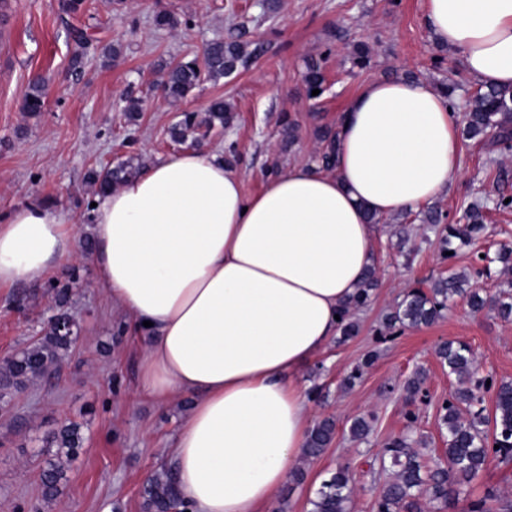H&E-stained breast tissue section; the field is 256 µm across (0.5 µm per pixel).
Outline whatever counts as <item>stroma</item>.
Instances as JSON below:
<instances>
[{
  "label": "stroma",
  "mask_w": 512,
  "mask_h": 512,
  "mask_svg": "<svg viewBox=\"0 0 512 512\" xmlns=\"http://www.w3.org/2000/svg\"><path fill=\"white\" fill-rule=\"evenodd\" d=\"M0 14V215L39 200L57 202L83 232L92 190L89 170L113 156L136 155L147 165L178 152L168 130L179 110L202 109L214 96L235 109L230 129L211 134V147L235 149L246 194L258 192L267 174L309 165L318 146L319 127L337 126L349 100L365 82L406 73L437 84L461 81L460 101L471 87L454 51L439 46L425 21L424 0H279L272 13L261 0H86L80 18L93 38V50L81 71L70 68L73 43L58 19V0H7ZM175 16L176 28L160 29L157 13ZM270 43L269 52L230 78L209 82L183 106L171 105L153 89L160 63L201 54L205 44L223 38L238 25ZM371 48L367 68L354 67L352 46ZM116 45L123 55L104 64L100 51ZM324 59L326 90L307 96L304 74L313 59ZM47 80L44 112L20 110L33 74ZM148 97L140 119L127 123L119 99L127 86ZM298 125L291 145L282 142L280 120ZM499 162L501 180L487 177L489 161ZM512 195V157L502 158L490 140L462 143L461 173L437 205L449 221L463 216L475 201ZM406 240H399V226ZM471 248L442 260L436 238L419 221L390 216L378 224L375 266L379 286L355 318L359 334L332 338L326 350L302 370L312 395V418H333L336 434L324 451L300 463L302 478H288L277 498V512H310L321 482L336 466L348 465L354 493L350 512H376L379 490L388 473L375 460L384 443L412 432L426 465L440 456L446 433L440 427V403L457 385L435 354L445 341L471 346L478 374L512 382V320L472 314L465 299L449 300L442 318L430 326L407 328L379 340L383 317L413 288L428 287L448 271L469 268ZM77 277L68 305L80 338L62 367L48 380L14 392L0 412V512H144L148 478L169 469V446L191 398L166 405L139 393L142 339L127 329L100 288L89 257L64 258L51 272L54 280ZM55 301L45 284L0 286V363L42 336ZM374 364L349 389L340 383L367 354ZM425 370L423 397L406 405L402 386L415 370ZM372 418L367 441H352L355 417ZM77 423L83 444L67 467L68 481L51 502L42 496L41 475L56 447L62 425ZM496 489L512 494V464L490 461L448 512H466L470 500Z\"/></svg>",
  "instance_id": "obj_1"
}]
</instances>
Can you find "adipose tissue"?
I'll use <instances>...</instances> for the list:
<instances>
[{"label": "adipose tissue", "mask_w": 512, "mask_h": 512, "mask_svg": "<svg viewBox=\"0 0 512 512\" xmlns=\"http://www.w3.org/2000/svg\"><path fill=\"white\" fill-rule=\"evenodd\" d=\"M437 43L475 83L512 86V0H426ZM462 115L424 79L363 84L337 125V167L294 166L246 195L223 152L189 147L96 196L89 257L145 336L141 389L192 404L172 441L194 512H269L311 428L301 369L374 263L375 227L440 198L460 172ZM48 201L0 221V285L43 281L79 253Z\"/></svg>", "instance_id": "adipose-tissue-1"}]
</instances>
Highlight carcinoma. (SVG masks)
I'll use <instances>...</instances> for the list:
<instances>
[{"instance_id": "carcinoma-1", "label": "carcinoma", "mask_w": 512, "mask_h": 512, "mask_svg": "<svg viewBox=\"0 0 512 512\" xmlns=\"http://www.w3.org/2000/svg\"><path fill=\"white\" fill-rule=\"evenodd\" d=\"M84 0H59V14L63 23L69 25L74 43L72 66L79 68L87 56L92 43L80 28L70 25V19L82 13ZM269 45L249 35L243 26L223 40L207 45L202 57L182 59L160 66L158 86L172 103L187 100L200 87L210 81L228 77L265 56ZM307 93L324 90L326 75L322 62L312 61L305 76ZM123 112L127 121L136 122L144 110L145 100L132 89L122 95ZM46 105V83L40 76L33 77L27 85L21 100V111L37 115ZM234 112L233 105L222 97L210 99L201 111H186L182 118L170 128V137L177 143L197 144L204 136L217 128L230 126ZM465 133L469 138L491 135L493 144L500 151L512 150V89L500 87H479L469 98V110L464 115ZM320 145L316 162L325 170L335 167V142L337 129L325 126L319 130ZM141 165L130 157L89 172L88 178L95 194L116 188L138 174ZM466 224H447L448 215L432 206L423 214V221L441 226L438 243L443 260L454 258L456 245H467L483 229L482 207L472 205L467 209ZM498 262L503 268L512 269V249L506 246L494 257L473 252L471 268L467 272H451L446 277L434 280L428 289L421 288L408 292L395 311L385 318L380 334L393 335L396 329L416 328L430 325L442 317L448 308L449 298L466 295L475 312L485 309L495 312L503 319L512 317V283L496 296H483L477 290H470V282L480 278L486 268L485 262ZM377 270L369 268L359 285L358 293L347 302L340 323L342 340L358 335L359 326L353 313L364 307L377 286ZM55 295L57 315L65 317V306L69 300L70 286L57 281L49 283ZM72 340L59 333V329L48 323L44 334L35 343L21 350L0 367V400L23 388L28 382L43 379L56 371L64 362ZM442 365L448 367V374H454L458 386L440 404V425L447 432L448 448L443 450L445 464L433 467L422 465L419 453L414 450L416 440L402 434L388 441L382 458L390 460L393 476L379 492L377 512H421L420 500L425 498L431 512H442L464 494L469 483L483 471L491 458L503 462L512 460V383L496 382L493 377L477 379L473 368V357L468 345L458 342L443 343L436 350ZM426 380L422 370L414 372L406 380L403 390L405 402L414 404ZM483 387L495 391L493 412L476 397L474 388ZM372 431L370 421L364 417L353 419L349 433L353 440L364 441ZM335 435V423L330 418L320 420L311 429L305 456H315L327 447ZM57 459L72 457L81 447L83 437L80 426L69 423L61 427L54 436ZM64 467L57 460L49 461L42 472V493L46 499L58 496ZM351 477L349 467L340 465L324 480L310 500L311 512H348L351 499ZM145 512H170L185 503L177 499L172 472L164 471L149 479L143 491Z\"/></svg>"}]
</instances>
